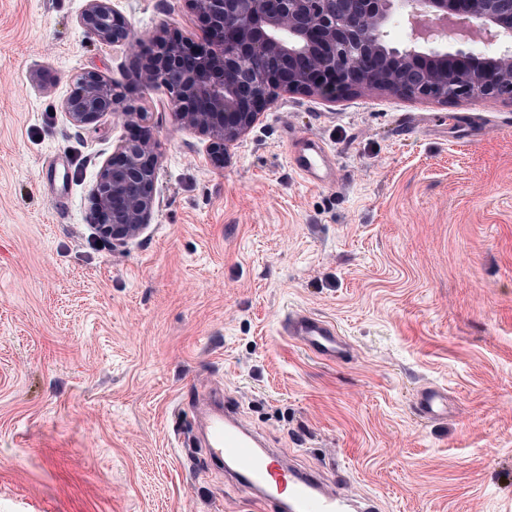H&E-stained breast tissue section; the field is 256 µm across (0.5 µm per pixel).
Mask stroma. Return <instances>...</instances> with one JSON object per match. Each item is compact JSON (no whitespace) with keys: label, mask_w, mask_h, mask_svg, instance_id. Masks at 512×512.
I'll list each match as a JSON object with an SVG mask.
<instances>
[{"label":"stroma","mask_w":512,"mask_h":512,"mask_svg":"<svg viewBox=\"0 0 512 512\" xmlns=\"http://www.w3.org/2000/svg\"><path fill=\"white\" fill-rule=\"evenodd\" d=\"M112 2L138 38L201 27L187 0ZM85 6L0 0V512H276L196 445L214 390L381 512H512V102L283 94L219 168L124 47L87 37ZM88 71L147 112L160 154V208L117 249L86 216L127 130L62 109ZM291 130L335 182L293 170ZM296 311L350 359L284 335ZM426 385L447 418L415 415ZM284 331L298 340L313 354L331 362H340L350 355V348L335 325L310 313H292L286 316Z\"/></svg>","instance_id":"obj_1"}]
</instances>
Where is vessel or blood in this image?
<instances>
[{
	"instance_id": "vessel-or-blood-1",
	"label": "vessel or blood",
	"mask_w": 512,
	"mask_h": 512,
	"mask_svg": "<svg viewBox=\"0 0 512 512\" xmlns=\"http://www.w3.org/2000/svg\"><path fill=\"white\" fill-rule=\"evenodd\" d=\"M293 169L307 182L331 180L335 169L321 141L289 134ZM286 335L323 359L340 362L350 348L335 325L310 313H292L284 321ZM418 418L431 421L448 415V394L438 387L418 391L414 404ZM195 421L204 437L208 460L222 467L255 501L273 503L276 512H380L376 499H351L316 471L288 465L260 437L239 421L235 409L222 396L211 397L207 408L196 410Z\"/></svg>"
}]
</instances>
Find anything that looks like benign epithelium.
Returning a JSON list of instances; mask_svg holds the SVG:
<instances>
[{
    "instance_id": "obj_1",
    "label": "benign epithelium",
    "mask_w": 512,
    "mask_h": 512,
    "mask_svg": "<svg viewBox=\"0 0 512 512\" xmlns=\"http://www.w3.org/2000/svg\"><path fill=\"white\" fill-rule=\"evenodd\" d=\"M200 32L148 41L136 38L112 0H87L79 18L85 34L121 43L133 58L138 84L168 98L175 121L208 140L212 162L251 129L280 91L334 100L345 92L385 91L439 102L473 98L512 101V44L494 56L424 46L445 15L457 39L495 42L512 37V0H188ZM406 12L411 45L386 41L392 14ZM441 60H433L437 55ZM62 108L76 127L107 114L124 118L128 135L102 163L87 223L125 245L151 223L157 143L144 112L112 79L85 72L72 82Z\"/></svg>"
}]
</instances>
